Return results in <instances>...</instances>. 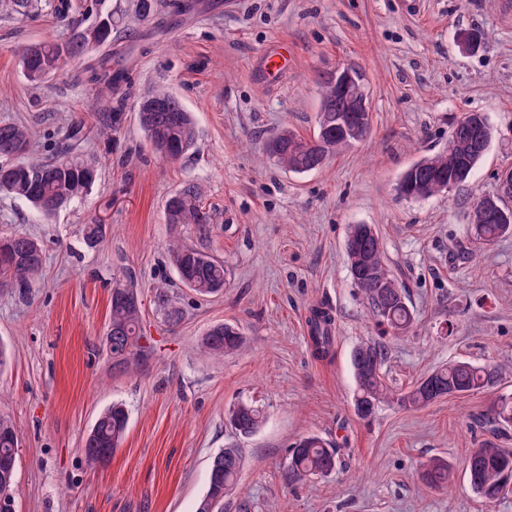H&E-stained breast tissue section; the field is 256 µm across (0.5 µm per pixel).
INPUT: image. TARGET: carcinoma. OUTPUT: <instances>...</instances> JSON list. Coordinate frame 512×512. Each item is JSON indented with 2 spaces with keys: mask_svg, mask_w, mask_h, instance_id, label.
<instances>
[{
  "mask_svg": "<svg viewBox=\"0 0 512 512\" xmlns=\"http://www.w3.org/2000/svg\"><path fill=\"white\" fill-rule=\"evenodd\" d=\"M136 16L150 22L160 13L161 0H133ZM19 15L37 7L36 0H0ZM94 16L91 23H76L71 35L63 41H41L26 46L20 63L27 82L42 83L63 70L67 61L86 55L87 51L112 46V33L118 27L114 13L103 11L100 0L85 7ZM87 83L93 85L99 103L112 100V94L127 84L126 72L112 65V54L106 52L84 67ZM321 103L313 138L306 140L284 129L264 146L266 156L281 168L304 174L321 168L339 151L363 140L371 128V115L363 116V127L347 134H336V119L347 109V99L336 91L327 77L319 82ZM137 116L141 129L154 151L162 158L175 161L196 147L198 129L192 113L179 98L164 89L144 95L137 101ZM468 114H462L452 125L448 147L413 163L400 177L396 190L406 199H427L440 193H450L467 186L474 170L485 153L472 143L466 126ZM124 112L117 105L109 112H100L92 127L80 120L69 123L61 137L54 140L46 157L23 161L30 147L29 130L13 123H0V192L25 201L40 216L49 218L63 207L86 193L98 179V163L85 151L87 141L95 136L113 135L123 124ZM512 197L501 194L478 196L473 203L483 202L509 216V223L488 220L473 228L477 240L489 244L512 233ZM165 220L168 224L210 223L201 206L195 187L189 185L174 192L166 201ZM346 254L350 275L364 294L376 323L394 334L408 332L415 324L413 308L390 268L379 237L372 224H354L346 239ZM9 252L13 261L0 262V284L8 283L25 294L41 273L43 256L40 245L31 237L10 234L0 236V253ZM170 255L180 282L199 295H214L224 291L226 270L224 262L197 248L176 243ZM157 303L167 322L180 323L182 315L167 296L158 294ZM141 301L134 284L117 278L110 297V318L106 342L115 368H126L140 351ZM310 340L319 354L326 355L334 343L333 318L315 311L309 320ZM244 336L238 326L224 323L206 331L201 346L215 355L238 351ZM387 359L385 346L367 342L351 355L355 380L353 405L356 414L369 418L379 403L390 401L403 408L421 409L448 394L479 392L494 386L498 369L457 361L439 368L406 393L387 387L381 379V368ZM226 419L232 431L240 437L254 434L264 421L261 409L248 402L230 407ZM486 421L496 425L512 424V398H500L490 409ZM129 424L124 404L114 402L97 417L85 441L87 460L96 464L103 457H112L120 447ZM19 443L12 421L0 416V459L12 453ZM338 451L316 435L295 442L288 458L285 480L293 485L335 472ZM210 467L220 471L219 480L208 479V489L200 500L197 512H207L211 501L224 508V498L233 494L239 485L243 467L242 449L231 444L220 450ZM471 489L486 502L496 501L512 487V450L485 445L472 449L468 457ZM421 480L427 488L448 485V463L441 458H429L421 464Z\"/></svg>",
  "mask_w": 512,
  "mask_h": 512,
  "instance_id": "obj_1",
  "label": "carcinoma"
}]
</instances>
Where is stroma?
I'll return each instance as SVG.
<instances>
[{
	"label": "stroma",
	"mask_w": 512,
	"mask_h": 512,
	"mask_svg": "<svg viewBox=\"0 0 512 512\" xmlns=\"http://www.w3.org/2000/svg\"><path fill=\"white\" fill-rule=\"evenodd\" d=\"M69 20L84 0H70ZM140 23L130 0L112 51L128 59L125 123L97 139L99 179L83 199L51 219L0 192V234H26L43 249V269L19 298L0 287V415L20 447L16 512H196L212 457L231 442L243 450L238 512H512V492L488 504L471 489L472 448H512V425L480 427L475 418L512 396V234L495 244L473 238L471 194L491 195L512 168V0H190ZM69 20L49 11L0 14V122L26 126L41 149L58 130L92 121V87L75 79L78 62L31 87L19 65L35 41L68 37ZM486 36L475 54L460 31ZM288 51V65L267 78L264 57ZM364 72L372 110L367 137L323 168L293 174L262 155L281 129L310 136L322 76L348 64ZM162 85L192 112L197 147L175 162L146 142L137 99ZM466 112L492 127L487 154L467 188L425 200L396 192L415 161L448 144ZM194 185L212 222L206 230L164 220L167 198ZM103 226L96 246L82 228ZM353 224L375 225L416 323L381 335L347 266ZM182 240L223 260L222 294L201 297L179 281L168 246ZM132 273L141 293L145 352L113 369L106 347L114 277ZM170 296L183 315L169 326L155 302ZM331 309L335 341L315 352L305 318ZM240 327L245 349L212 357L197 347L211 326ZM382 340L387 385L408 390L436 368L465 360L499 366L494 387L441 398L419 410L379 405L368 419L353 406L351 354ZM262 408L265 421L236 439L224 416L238 401ZM124 403L121 447L89 464L85 439L98 414ZM316 434L337 448L341 467L290 486L289 449ZM447 461L452 482L428 489L419 465Z\"/></svg>",
	"instance_id": "35a3bbf8"
}]
</instances>
